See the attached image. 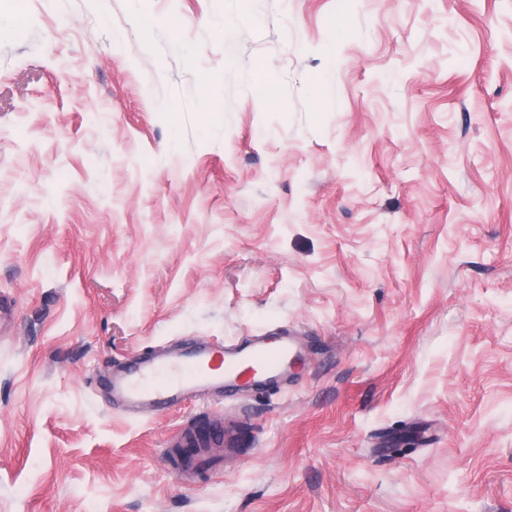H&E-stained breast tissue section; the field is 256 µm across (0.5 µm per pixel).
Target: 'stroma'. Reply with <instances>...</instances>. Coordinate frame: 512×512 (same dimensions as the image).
I'll list each match as a JSON object with an SVG mask.
<instances>
[{"label":"stroma","mask_w":512,"mask_h":512,"mask_svg":"<svg viewBox=\"0 0 512 512\" xmlns=\"http://www.w3.org/2000/svg\"><path fill=\"white\" fill-rule=\"evenodd\" d=\"M13 5L0 512H512V0ZM275 327L288 386L113 410L128 359ZM234 438L224 430V424L217 425L208 439H200L191 427L183 428L171 440L168 448H196L195 454L186 459L185 465H180L186 476H195V466L210 455V448H231Z\"/></svg>","instance_id":"1"}]
</instances>
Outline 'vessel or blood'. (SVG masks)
<instances>
[{
  "label": "vessel or blood",
  "instance_id": "b4317fda",
  "mask_svg": "<svg viewBox=\"0 0 512 512\" xmlns=\"http://www.w3.org/2000/svg\"><path fill=\"white\" fill-rule=\"evenodd\" d=\"M297 361L292 336L276 328L241 343L189 341L174 354L128 360L113 373L109 387L117 409L146 407L161 414L204 394L217 391L228 398L288 379ZM233 444L232 434L220 425L208 439L186 427L170 442L171 447L191 449L183 467L188 476L194 475L196 465L209 457L211 449Z\"/></svg>",
  "mask_w": 512,
  "mask_h": 512
}]
</instances>
